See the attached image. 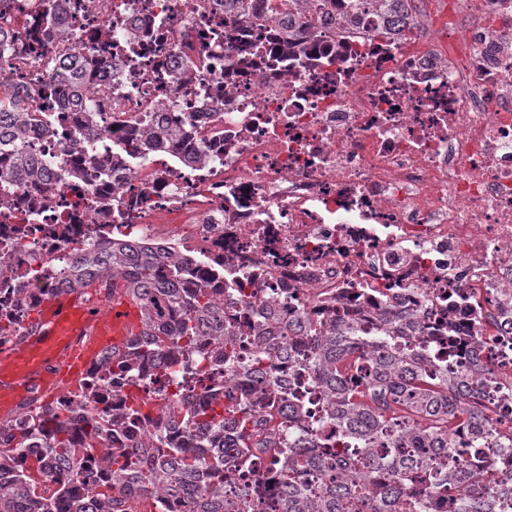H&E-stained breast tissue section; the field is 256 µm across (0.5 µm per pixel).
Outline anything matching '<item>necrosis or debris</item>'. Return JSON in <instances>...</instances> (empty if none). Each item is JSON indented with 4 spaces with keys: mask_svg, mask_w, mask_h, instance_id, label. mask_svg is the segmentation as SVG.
Masks as SVG:
<instances>
[{
    "mask_svg": "<svg viewBox=\"0 0 512 512\" xmlns=\"http://www.w3.org/2000/svg\"><path fill=\"white\" fill-rule=\"evenodd\" d=\"M308 18L288 54L274 24L220 0H73L69 44L112 61L85 85L100 112L84 137L69 96L45 93L42 61L69 44L32 0H0V26L30 38L0 48V74L33 97L26 150L48 175L0 178V348L85 258L134 240L162 250L159 277L208 289L241 360L272 311L327 323L387 306L432 327L451 306L457 365L488 361L512 390V0H448L465 31L448 52L378 34L368 12L347 27ZM216 342L199 337L194 355L229 424L241 395ZM200 393L181 365L104 353L78 386L0 422V439L24 427L45 453L52 412L74 432L79 481L99 488L113 421L184 445Z\"/></svg>",
    "mask_w": 512,
    "mask_h": 512,
    "instance_id": "1",
    "label": "necrosis or debris"
}]
</instances>
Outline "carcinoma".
<instances>
[{
  "label": "carcinoma",
  "instance_id": "carcinoma-1",
  "mask_svg": "<svg viewBox=\"0 0 512 512\" xmlns=\"http://www.w3.org/2000/svg\"><path fill=\"white\" fill-rule=\"evenodd\" d=\"M72 0H45L41 26L58 29L67 41L63 21ZM224 7L249 18L259 10L261 0H223ZM350 11H372L401 30L412 27L408 4L412 0H345ZM72 60L60 65L49 89H68L72 97L85 93L84 72L97 62L75 48ZM29 98L0 83V155L10 157L7 173L20 180L39 181L41 171L30 163L21 145L32 133L37 117ZM134 249L113 246L111 259L127 265L124 287L142 306L143 335L151 342L133 340L131 348L139 358L151 359L166 346V340L193 345L196 337H224V363L236 359L239 329L224 323V312L212 310L203 288H184L173 277L156 276L157 257L144 253L130 258ZM177 318L168 319L170 310ZM455 327L444 317L434 332H427L414 314L388 308L377 309L370 318L342 313L328 324L308 323L296 318L258 332V341L280 354L287 347L304 345L310 358L302 370L306 384L318 389L325 410L334 424L336 442L344 448H360L359 454L325 457L314 451L318 442L331 437L313 419L292 393L289 400L276 399L264 389L263 364L266 352L235 370L245 399L234 431L233 446H226L223 405L219 393L204 391L197 403L186 409L195 441L175 448L166 431H157L138 448H124L117 438L112 444V479L108 488L96 494L109 500L115 512L122 496L136 493L153 499L157 484H166L191 504L190 512H242L258 489L239 485L227 492L224 482L213 474L250 471L253 450L260 449L281 466L279 495L281 512H430L431 503L446 498L452 512H512V464L502 470L491 455L494 448H512V393L493 396L496 376L481 360L469 370H448V362L431 358L427 349L396 351L391 347L398 336H426L433 343L454 345ZM268 410L265 429L253 420L252 399ZM499 410L492 417L487 410ZM306 428L309 445L286 446L285 430ZM461 429L469 436V447L479 449L464 463L457 458L451 438ZM48 447L51 457L78 468V449L69 428L49 418ZM29 439L21 430L13 446L0 450V472L14 457L27 450ZM46 459H35L29 471L12 484H0V512H90L89 498L78 486L61 484L55 501L40 504L37 488L54 484Z\"/></svg>",
  "mask_w": 512,
  "mask_h": 512
}]
</instances>
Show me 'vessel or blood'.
<instances>
[{"mask_svg":"<svg viewBox=\"0 0 512 512\" xmlns=\"http://www.w3.org/2000/svg\"><path fill=\"white\" fill-rule=\"evenodd\" d=\"M27 339L0 349V418L79 381L98 351L123 350L143 330L141 307L124 286L104 304L85 291L48 296L31 315Z\"/></svg>","mask_w":512,"mask_h":512,"instance_id":"obj_1","label":"vessel or blood"}]
</instances>
